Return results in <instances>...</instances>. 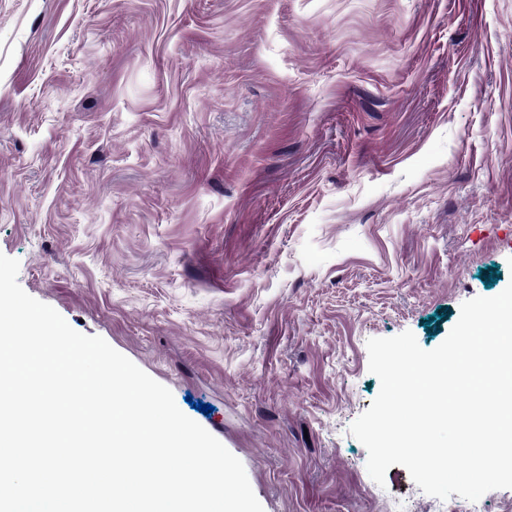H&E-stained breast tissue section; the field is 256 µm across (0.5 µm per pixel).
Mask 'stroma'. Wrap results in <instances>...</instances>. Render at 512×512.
Wrapping results in <instances>:
<instances>
[{
    "mask_svg": "<svg viewBox=\"0 0 512 512\" xmlns=\"http://www.w3.org/2000/svg\"><path fill=\"white\" fill-rule=\"evenodd\" d=\"M0 253L264 512H512L349 432L368 339L512 281V0H0Z\"/></svg>",
    "mask_w": 512,
    "mask_h": 512,
    "instance_id": "35a3bbf8",
    "label": "stroma"
}]
</instances>
